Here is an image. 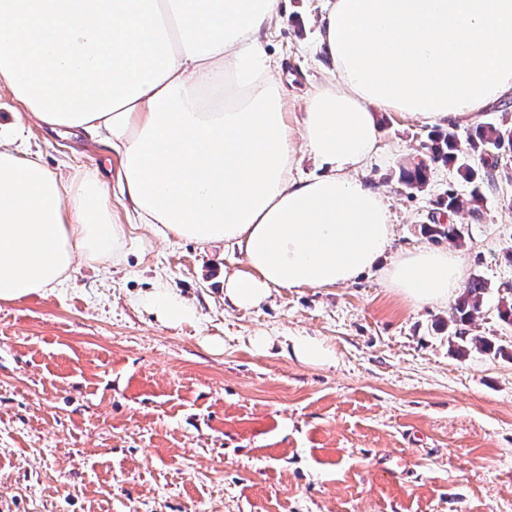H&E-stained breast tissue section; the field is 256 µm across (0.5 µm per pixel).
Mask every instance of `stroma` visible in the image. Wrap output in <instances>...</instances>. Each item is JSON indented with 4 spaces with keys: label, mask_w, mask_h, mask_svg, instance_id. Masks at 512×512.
Returning a JSON list of instances; mask_svg holds the SVG:
<instances>
[{
    "label": "stroma",
    "mask_w": 512,
    "mask_h": 512,
    "mask_svg": "<svg viewBox=\"0 0 512 512\" xmlns=\"http://www.w3.org/2000/svg\"><path fill=\"white\" fill-rule=\"evenodd\" d=\"M322 6L286 0L267 37L295 98L330 68ZM377 122L357 176L389 204L391 253L431 246L427 224H461L465 274L488 285L470 333L505 356L458 355L448 307L409 304L378 268L237 308L224 276L242 268L238 250L155 235L116 191L123 266L82 261L53 292L0 301V512H512V325L498 314L512 287V171L484 188L480 216L448 214V193L472 189L455 166L432 165L414 194L400 183L429 127L395 112ZM0 123L19 126L21 150L54 173L115 182L108 143L34 123L5 87ZM159 286L195 318L165 324L145 309ZM259 334L314 338L334 359L259 351Z\"/></svg>",
    "instance_id": "1"
}]
</instances>
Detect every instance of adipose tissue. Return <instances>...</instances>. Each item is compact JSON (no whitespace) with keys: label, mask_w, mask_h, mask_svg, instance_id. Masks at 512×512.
<instances>
[{"label":"adipose tissue","mask_w":512,"mask_h":512,"mask_svg":"<svg viewBox=\"0 0 512 512\" xmlns=\"http://www.w3.org/2000/svg\"><path fill=\"white\" fill-rule=\"evenodd\" d=\"M284 2L0 0V85L40 126L110 142L152 232L237 246L245 267L225 276L224 298L239 308L275 288L351 283L389 250L384 197L356 176L377 112L456 128L512 94V0H324L332 77L290 119L265 45ZM17 139L0 125V301L64 286L80 259L122 264L108 185L93 170L55 174ZM300 145L321 171L297 180ZM463 272L460 252L423 247L387 279L420 305L448 301ZM141 303L169 324L196 315L164 287Z\"/></svg>","instance_id":"adipose-tissue-1"}]
</instances>
